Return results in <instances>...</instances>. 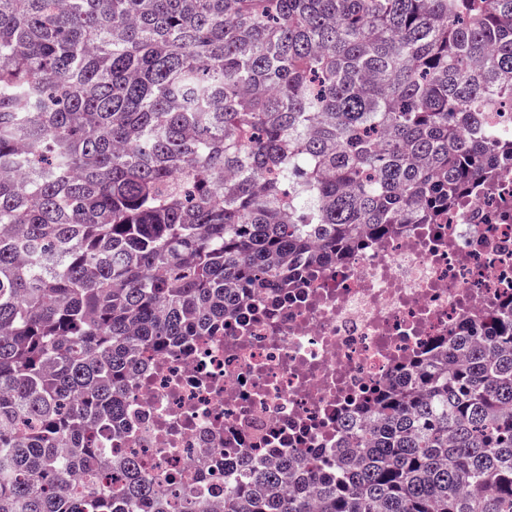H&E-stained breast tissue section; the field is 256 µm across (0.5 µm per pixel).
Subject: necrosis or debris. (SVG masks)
Segmentation results:
<instances>
[{
    "mask_svg": "<svg viewBox=\"0 0 512 512\" xmlns=\"http://www.w3.org/2000/svg\"><path fill=\"white\" fill-rule=\"evenodd\" d=\"M512 297V178L444 224H398L295 287L265 288L187 345L142 349L117 427L112 480L136 458L168 512L224 501V470L292 455L336 464L337 424L373 389L409 383L417 355Z\"/></svg>",
    "mask_w": 512,
    "mask_h": 512,
    "instance_id": "1",
    "label": "necrosis or debris"
}]
</instances>
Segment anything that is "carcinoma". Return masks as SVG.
I'll return each instance as SVG.
<instances>
[{"instance_id":"obj_1","label":"carcinoma","mask_w":512,"mask_h":512,"mask_svg":"<svg viewBox=\"0 0 512 512\" xmlns=\"http://www.w3.org/2000/svg\"><path fill=\"white\" fill-rule=\"evenodd\" d=\"M512 0H0V512H165L96 432L143 347L512 175ZM224 512H512V300Z\"/></svg>"}]
</instances>
